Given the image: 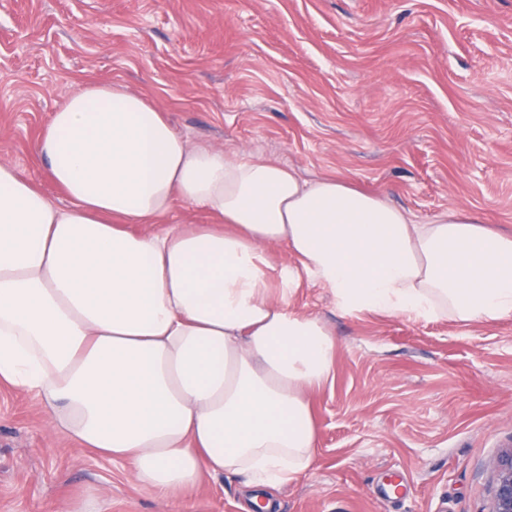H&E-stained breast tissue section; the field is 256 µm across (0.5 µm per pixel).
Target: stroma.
Returning a JSON list of instances; mask_svg holds the SVG:
<instances>
[{"mask_svg": "<svg viewBox=\"0 0 512 512\" xmlns=\"http://www.w3.org/2000/svg\"><path fill=\"white\" fill-rule=\"evenodd\" d=\"M86 81L143 94L193 143L345 177L414 223L462 207L512 234V0H0V162L60 203L33 142ZM291 304L337 353L309 397L314 463L277 512H490L512 444V318L351 317L308 281ZM246 491L208 476L183 498L242 512ZM91 492L103 512H180L1 388L0 512Z\"/></svg>", "mask_w": 512, "mask_h": 512, "instance_id": "obj_1", "label": "stroma"}]
</instances>
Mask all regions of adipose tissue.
Returning <instances> with one entry per match:
<instances>
[{"label": "adipose tissue", "mask_w": 512, "mask_h": 512, "mask_svg": "<svg viewBox=\"0 0 512 512\" xmlns=\"http://www.w3.org/2000/svg\"><path fill=\"white\" fill-rule=\"evenodd\" d=\"M35 151L68 203L0 163V383L170 499L224 474L263 496L311 467L336 339L292 309L302 279L350 316L512 317V237L479 216L415 224L345 179L191 144L122 84L66 92ZM179 200L219 227L169 223Z\"/></svg>", "instance_id": "ef3b65f1"}]
</instances>
